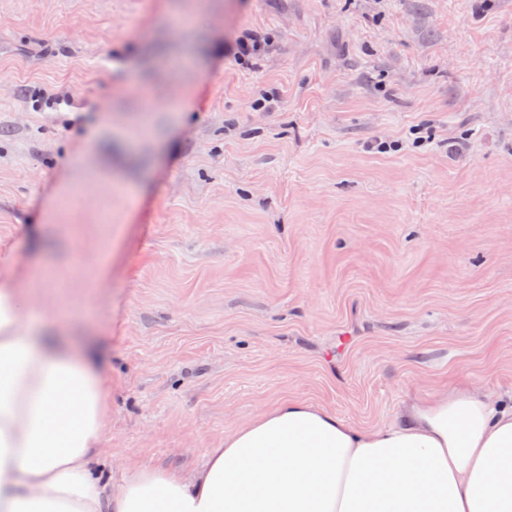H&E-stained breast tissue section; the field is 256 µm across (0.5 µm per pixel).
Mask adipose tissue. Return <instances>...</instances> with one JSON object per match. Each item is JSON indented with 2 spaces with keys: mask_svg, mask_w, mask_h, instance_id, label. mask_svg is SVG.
Instances as JSON below:
<instances>
[{
  "mask_svg": "<svg viewBox=\"0 0 512 512\" xmlns=\"http://www.w3.org/2000/svg\"><path fill=\"white\" fill-rule=\"evenodd\" d=\"M0 279V512H512V397H410L366 429L287 400L206 449L190 475L145 465L112 481L108 391L86 354L29 328Z\"/></svg>",
  "mask_w": 512,
  "mask_h": 512,
  "instance_id": "1",
  "label": "adipose tissue"
}]
</instances>
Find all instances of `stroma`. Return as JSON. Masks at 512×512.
Masks as SVG:
<instances>
[{"label":"stroma","mask_w":512,"mask_h":512,"mask_svg":"<svg viewBox=\"0 0 512 512\" xmlns=\"http://www.w3.org/2000/svg\"><path fill=\"white\" fill-rule=\"evenodd\" d=\"M40 256L123 464L511 396L512 0H0V279Z\"/></svg>","instance_id":"stroma-1"}]
</instances>
